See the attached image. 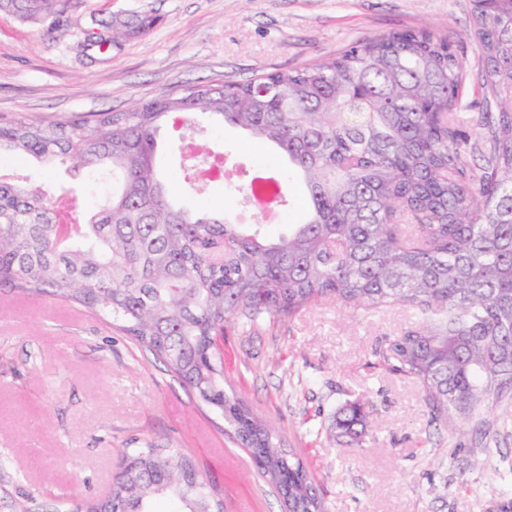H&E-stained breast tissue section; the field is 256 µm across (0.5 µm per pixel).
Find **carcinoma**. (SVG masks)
I'll return each mask as SVG.
<instances>
[{"label": "carcinoma", "mask_w": 512, "mask_h": 512, "mask_svg": "<svg viewBox=\"0 0 512 512\" xmlns=\"http://www.w3.org/2000/svg\"><path fill=\"white\" fill-rule=\"evenodd\" d=\"M73 0H0V11L68 26ZM147 11L91 19L90 45L152 29ZM482 78L496 105L466 116L463 59L427 27L357 39L309 66L164 92L125 112L50 124L0 121V154L68 163L116 186L60 239L64 209L42 182L0 178V289L87 308L134 339L224 417L284 512H326L316 478L224 386L217 336L229 322L292 317L330 301L371 314L404 305L413 326L384 338L374 365L417 385L431 421L454 432L512 408V0H471ZM204 115L281 150V187L304 180L298 224L277 236L231 211L175 205L158 172L160 129ZM196 190L206 160L177 145ZM232 199L247 185L225 175ZM373 404L336 409V438L359 444ZM225 512L218 486L180 448H127L110 496L62 512Z\"/></svg>", "instance_id": "1"}]
</instances>
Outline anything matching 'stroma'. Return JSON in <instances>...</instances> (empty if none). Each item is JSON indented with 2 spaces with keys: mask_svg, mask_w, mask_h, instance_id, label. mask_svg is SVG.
<instances>
[{
  "mask_svg": "<svg viewBox=\"0 0 512 512\" xmlns=\"http://www.w3.org/2000/svg\"><path fill=\"white\" fill-rule=\"evenodd\" d=\"M151 11L146 35L117 46L87 45L92 18ZM471 0H79L65 31L0 12V116L51 123L122 112L160 92L244 81L312 64L350 42L429 26L463 53L462 110L484 111ZM26 170L52 194L91 211L105 182L66 165ZM240 203L237 219L272 233L292 223ZM415 321L396 306L366 317L325 302L292 318L262 316L227 328L224 374L315 476L328 512H501L512 501V426L500 414L466 433L435 429L417 388L371 368V349ZM356 397L375 406L362 447L335 441L336 407ZM162 363L85 309L47 296L0 294V512H54L58 500L107 496L123 451L153 443L183 448L220 488L228 512H281L250 454L220 428ZM490 451L497 470L471 466Z\"/></svg>",
  "mask_w": 512,
  "mask_h": 512,
  "instance_id": "35a3bbf8",
  "label": "stroma"
}]
</instances>
